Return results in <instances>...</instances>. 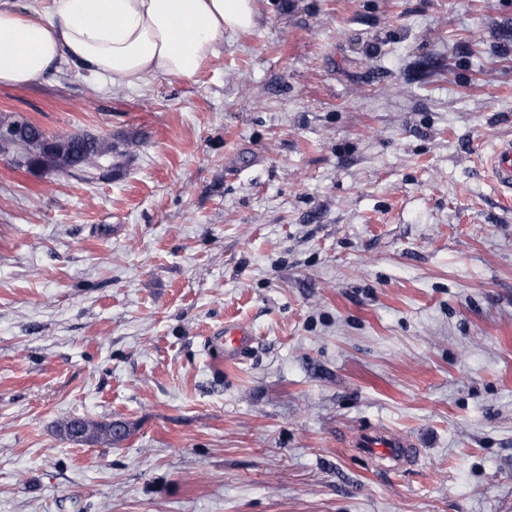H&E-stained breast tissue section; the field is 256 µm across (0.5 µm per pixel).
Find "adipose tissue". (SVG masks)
Masks as SVG:
<instances>
[{"instance_id":"obj_1","label":"adipose tissue","mask_w":512,"mask_h":512,"mask_svg":"<svg viewBox=\"0 0 512 512\" xmlns=\"http://www.w3.org/2000/svg\"><path fill=\"white\" fill-rule=\"evenodd\" d=\"M256 21L254 0H55L40 19L0 0V85L29 84L63 56L117 86L189 78Z\"/></svg>"}]
</instances>
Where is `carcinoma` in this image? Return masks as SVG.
<instances>
[{"label": "carcinoma", "mask_w": 512, "mask_h": 512, "mask_svg": "<svg viewBox=\"0 0 512 512\" xmlns=\"http://www.w3.org/2000/svg\"><path fill=\"white\" fill-rule=\"evenodd\" d=\"M16 127L18 135L9 140L0 138V156H19L27 167L51 168L65 173H88L112 160L115 146L109 139L94 134L47 137L35 123L26 119H3L0 129ZM60 436L68 441L112 445L123 439L127 431L119 430L110 421L66 419L57 425Z\"/></svg>", "instance_id": "obj_1"}]
</instances>
